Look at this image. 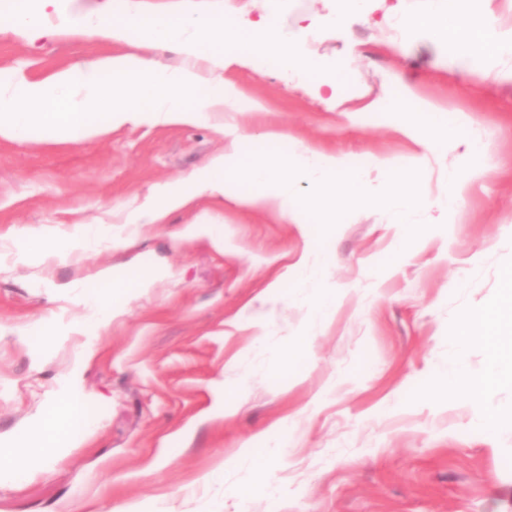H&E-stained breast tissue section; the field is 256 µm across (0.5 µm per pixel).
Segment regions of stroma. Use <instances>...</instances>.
Masks as SVG:
<instances>
[{
	"instance_id": "1",
	"label": "stroma",
	"mask_w": 512,
	"mask_h": 512,
	"mask_svg": "<svg viewBox=\"0 0 512 512\" xmlns=\"http://www.w3.org/2000/svg\"><path fill=\"white\" fill-rule=\"evenodd\" d=\"M388 31L352 23L314 42L329 62L351 61L337 112L278 70L224 65L225 81L265 105L217 112L209 122L102 129L79 142L0 137V443L47 417L60 382L82 364L97 430L41 470L0 486V512H512V430L475 422L464 392L447 395L435 370L453 353L462 315L481 318L512 273V76L486 83L452 69L445 46L424 36L387 44ZM116 47L94 37L29 42L0 30V71L37 79L101 60ZM448 118L465 114L443 158L409 173L437 198L444 171L465 179L452 210L413 213L408 238L376 205L337 208L335 222L290 224L278 216L201 197L135 239H99L83 258L15 262L16 237L82 224H121L152 189L209 159L248 162L260 134L285 129L348 155L384 190L369 156L397 165L419 146L397 131L405 113L362 114L360 90L393 98L392 75ZM232 123L246 142L225 137ZM487 146L494 170L468 178L464 143ZM221 234L190 233L200 218ZM321 261L312 288L335 291L330 316L308 320L295 300L300 262ZM156 272L120 306L95 350L81 336L48 341L37 322L83 315L70 284L98 272ZM231 394L230 415L215 413ZM293 418L262 472L239 465L242 448ZM223 467L222 478L205 476ZM267 489H257L258 480Z\"/></svg>"
}]
</instances>
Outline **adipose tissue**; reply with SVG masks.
Returning <instances> with one entry per match:
<instances>
[{
	"mask_svg": "<svg viewBox=\"0 0 512 512\" xmlns=\"http://www.w3.org/2000/svg\"><path fill=\"white\" fill-rule=\"evenodd\" d=\"M258 3L257 17L249 19L228 8L198 7L193 0L182 8L154 13L144 12L134 0H112L105 16L67 13L60 0H8L9 26L27 41L60 36H92L119 45L138 41L175 48L182 62L166 67L126 52L39 80L8 75L0 79V136L25 140L38 132L50 139L81 141L104 127L198 124L215 112L260 110L256 99L225 82L222 70L228 60L257 68L263 61L279 60L285 81L292 84L313 77L315 93L338 107L345 101L341 72L315 57L308 44L344 31L351 20L370 22L377 13L382 25L401 36L425 34L454 45L459 64L473 81L494 80L499 64L512 59V30L499 28L486 0H333L327 13L302 17L292 33L278 25L288 0ZM363 110L410 113V120L400 123L398 130L421 148L411 160L415 166L425 165L430 155L447 145L452 132L438 119V106L405 84L398 101L389 104L374 99ZM261 139L266 151L253 156L247 166H239L235 156L220 155L178 182L155 186L152 203L131 210L126 223H155L162 211L200 196L223 197L292 224L308 223L313 213L329 220L331 207L340 200L352 209L378 200L389 223L404 225L409 237H420V228L407 224L405 214L427 208L429 202L397 176L392 162L377 163L381 173L392 177V190L382 195L361 173L352 171L345 155L312 147L284 129L265 132ZM283 143L288 146L284 152L279 149ZM246 180L255 182V190L242 191ZM301 183L309 189L303 204L297 197ZM101 230V225L89 224L81 231H57L47 241L19 240L14 244L15 258L23 263L49 256L76 258ZM151 279L146 271L105 273L96 288L81 291L82 316L42 319L40 330L53 338L79 334L87 346H94L100 332L111 324L114 306L149 287ZM451 341L458 348L468 344L487 347V367L473 377L460 360H453L438 368L439 385L449 392L465 391L479 424L511 430L512 413L488 418L481 409L487 385L512 383V278L506 281L502 303L490 308L481 324L462 319ZM97 426L76 376L65 378L50 419L35 421L0 448V484L21 482L59 449L74 446L82 434Z\"/></svg>",
	"mask_w": 512,
	"mask_h": 512,
	"instance_id": "adipose-tissue-1",
	"label": "adipose tissue"
}]
</instances>
